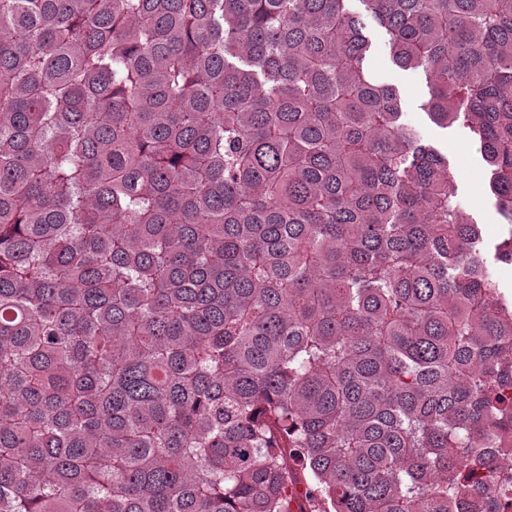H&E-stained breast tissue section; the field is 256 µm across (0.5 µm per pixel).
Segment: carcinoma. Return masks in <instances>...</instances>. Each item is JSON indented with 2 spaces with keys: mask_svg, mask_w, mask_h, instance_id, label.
I'll list each match as a JSON object with an SVG mask.
<instances>
[{
  "mask_svg": "<svg viewBox=\"0 0 512 512\" xmlns=\"http://www.w3.org/2000/svg\"><path fill=\"white\" fill-rule=\"evenodd\" d=\"M512 225V0H360ZM352 0H0V512H509L512 302ZM288 468L293 475V481L290 485L292 489L299 490L294 496V503L297 506V510L303 509L305 502L309 499L306 497V490L310 486V482L306 472L303 471L299 460L295 455L288 456Z\"/></svg>",
  "mask_w": 512,
  "mask_h": 512,
  "instance_id": "carcinoma-1",
  "label": "carcinoma"
}]
</instances>
